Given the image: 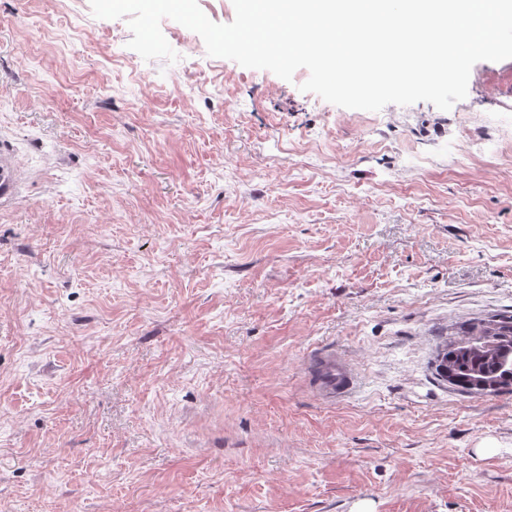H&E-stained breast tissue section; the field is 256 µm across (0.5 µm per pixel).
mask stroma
<instances>
[{
  "label": "stroma",
  "mask_w": 512,
  "mask_h": 512,
  "mask_svg": "<svg viewBox=\"0 0 512 512\" xmlns=\"http://www.w3.org/2000/svg\"><path fill=\"white\" fill-rule=\"evenodd\" d=\"M160 27L0 0V512H512V392L434 367L512 314V58L370 112ZM312 364L316 372L315 389L322 399L336 402V399L348 397L356 388V374L336 355V351H324L315 355Z\"/></svg>",
  "instance_id": "stroma-1"
}]
</instances>
